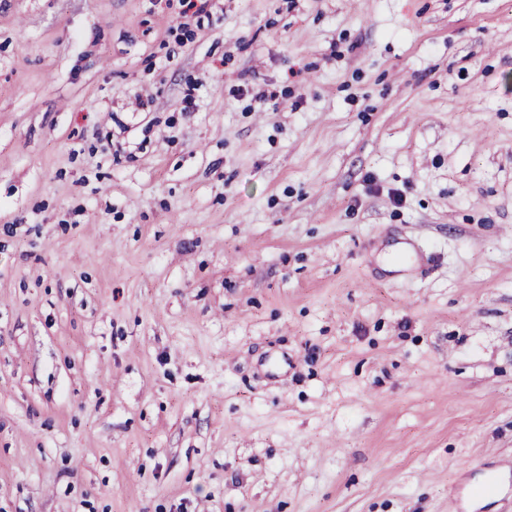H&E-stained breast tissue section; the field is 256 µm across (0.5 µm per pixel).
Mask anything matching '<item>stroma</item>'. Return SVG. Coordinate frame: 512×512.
Instances as JSON below:
<instances>
[{
  "label": "stroma",
  "mask_w": 512,
  "mask_h": 512,
  "mask_svg": "<svg viewBox=\"0 0 512 512\" xmlns=\"http://www.w3.org/2000/svg\"><path fill=\"white\" fill-rule=\"evenodd\" d=\"M0 0V512H512V0Z\"/></svg>",
  "instance_id": "1"
}]
</instances>
